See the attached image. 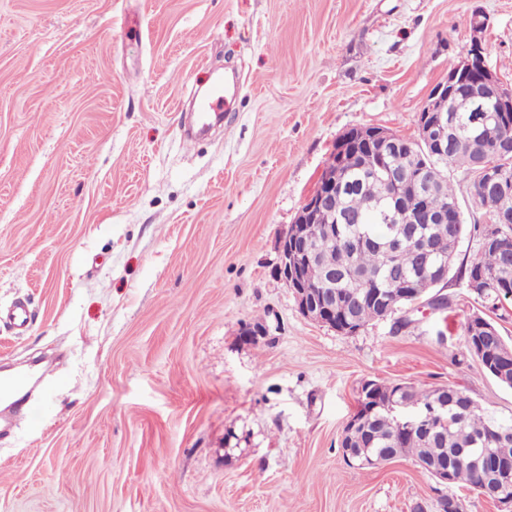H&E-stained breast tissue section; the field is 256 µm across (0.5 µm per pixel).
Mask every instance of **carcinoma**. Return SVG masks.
Masks as SVG:
<instances>
[{
	"label": "carcinoma",
	"mask_w": 512,
	"mask_h": 512,
	"mask_svg": "<svg viewBox=\"0 0 512 512\" xmlns=\"http://www.w3.org/2000/svg\"><path fill=\"white\" fill-rule=\"evenodd\" d=\"M509 142L512 143L511 122L490 111L488 104L483 112H471L462 100L456 111L448 113V146L444 152L434 154L419 139L400 136L396 144L388 147L389 161L400 169L428 164L434 187L425 186L422 191L435 210L450 209L458 203L448 170L463 167L474 179L478 163L484 161L499 172L500 190L474 194L476 203L489 210L493 223L473 225L480 252L471 260L462 261L459 267L460 277L465 280L486 279L485 292L476 297L493 310L499 302L512 298V223H498L504 199L512 200V153L502 150ZM379 159L378 151L358 147L347 151L337 165L327 164L322 177L339 173L336 207L349 214L348 220L336 225V237L332 239L328 238V225H306L307 236L315 247V262L304 274L314 292L336 291V325L349 326L353 334L372 321L394 314L380 307L373 293L381 294L399 309L425 299L430 290L445 283L465 231L461 218L454 224H420L416 238L401 247L395 263H389L373 243H387L401 234L405 225L393 223L390 205H376L385 195L377 173ZM462 331L469 353L483 352L481 363L485 371L512 388V364L502 366L500 373L494 370L498 353L512 352V344L505 340L494 320L484 312L474 313L466 318ZM377 387L383 392L375 397L361 386V405L374 409L352 432L353 447L363 453L410 456L415 461L426 459L448 466L454 463L460 449L484 448L489 455L512 462V416L503 417L483 408L464 391L450 386L422 389L379 381ZM441 389L448 392L449 408L457 415L441 434L426 438L412 429L395 431L383 409L389 393L396 392L399 399L415 403L429 400ZM451 484L482 494L480 479L468 466L456 467Z\"/></svg>",
	"instance_id": "cac0c4a2"
}]
</instances>
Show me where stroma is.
Returning <instances> with one entry per match:
<instances>
[{"mask_svg":"<svg viewBox=\"0 0 512 512\" xmlns=\"http://www.w3.org/2000/svg\"><path fill=\"white\" fill-rule=\"evenodd\" d=\"M477 10L512 86V0H0V365L59 360L0 432V512H439L411 458L359 469L340 441L370 379L512 415L462 335L480 302L452 272L446 311L341 334L279 241L344 133L417 137ZM218 74L223 128L188 144Z\"/></svg>","mask_w":512,"mask_h":512,"instance_id":"obj_1","label":"stroma"}]
</instances>
